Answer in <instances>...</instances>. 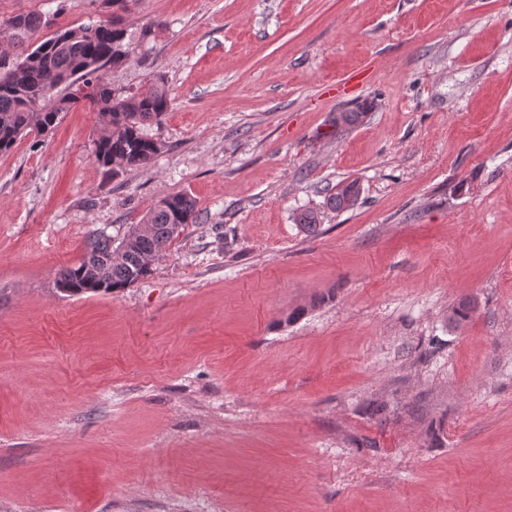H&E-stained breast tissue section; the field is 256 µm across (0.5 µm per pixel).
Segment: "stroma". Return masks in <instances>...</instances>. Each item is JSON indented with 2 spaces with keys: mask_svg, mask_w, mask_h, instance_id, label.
Wrapping results in <instances>:
<instances>
[{
  "mask_svg": "<svg viewBox=\"0 0 512 512\" xmlns=\"http://www.w3.org/2000/svg\"><path fill=\"white\" fill-rule=\"evenodd\" d=\"M31 11L38 43L108 15L0 0ZM125 26L107 80L171 95L152 164L107 174L80 105L0 153V512H512V0H138ZM172 194L198 218L151 276L56 291ZM351 192L355 196V201H351L347 193ZM360 195V187H358V183L356 181H351L346 183V188L344 192H340L339 190L330 193L326 198V206L332 210L341 211L344 209H348L355 205Z\"/></svg>",
  "mask_w": 512,
  "mask_h": 512,
  "instance_id": "1",
  "label": "stroma"
}]
</instances>
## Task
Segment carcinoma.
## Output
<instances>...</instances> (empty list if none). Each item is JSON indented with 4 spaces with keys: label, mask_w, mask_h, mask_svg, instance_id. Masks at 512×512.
<instances>
[{
    "label": "carcinoma",
    "mask_w": 512,
    "mask_h": 512,
    "mask_svg": "<svg viewBox=\"0 0 512 512\" xmlns=\"http://www.w3.org/2000/svg\"><path fill=\"white\" fill-rule=\"evenodd\" d=\"M110 17L99 24L65 27L34 46L32 38L43 24L35 12L19 13L0 20V42L5 41L11 59L0 58V153L12 149L17 140L36 131L49 132L62 114L83 102L103 117L94 132L95 161L112 176L121 171L145 168L164 145L145 132V126L169 111L171 100L163 84L143 93H117L106 79L109 68L122 64L130 54L126 42L125 14L133 0H104ZM78 79L91 87L83 98L69 92ZM366 112L342 113L336 132L363 123ZM360 195L355 181L345 191L326 198V206L341 211L354 206L347 193ZM197 203L186 194L167 195L144 219L142 233L130 229L114 239L102 231H91L79 261L58 273L57 289L69 297L84 294L112 295L151 275L150 259L166 254L185 226L195 223ZM474 304L464 300L453 308L449 323L461 327L469 321Z\"/></svg>",
    "instance_id": "carcinoma-1"
}]
</instances>
